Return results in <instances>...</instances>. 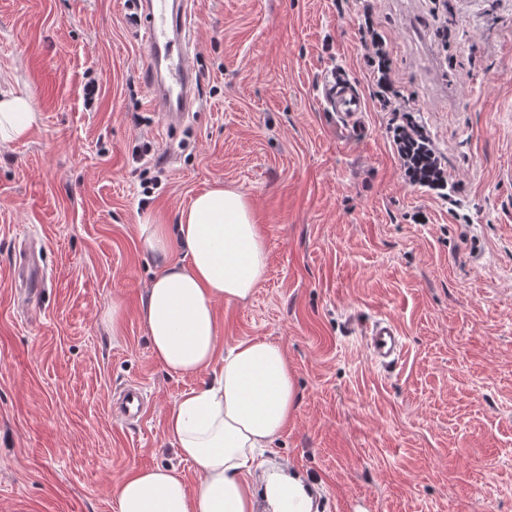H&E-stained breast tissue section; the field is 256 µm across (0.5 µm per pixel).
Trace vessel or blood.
I'll return each instance as SVG.
<instances>
[{
    "label": "vessel or blood",
    "mask_w": 512,
    "mask_h": 512,
    "mask_svg": "<svg viewBox=\"0 0 512 512\" xmlns=\"http://www.w3.org/2000/svg\"><path fill=\"white\" fill-rule=\"evenodd\" d=\"M184 4L185 0H134L130 18L145 42L149 58L147 104L172 128L182 124L197 100V75L188 63L191 14ZM322 96L339 125L358 127L364 105L352 81L333 77L323 84ZM366 344L374 363L380 366L397 360L402 351L397 325L385 318L372 321ZM121 397L122 411L127 417L138 420L145 415L147 402L141 388H125Z\"/></svg>",
    "instance_id": "b4317fda"
}]
</instances>
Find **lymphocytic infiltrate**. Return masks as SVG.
<instances>
[{
  "instance_id": "1",
  "label": "lymphocytic infiltrate",
  "mask_w": 512,
  "mask_h": 512,
  "mask_svg": "<svg viewBox=\"0 0 512 512\" xmlns=\"http://www.w3.org/2000/svg\"><path fill=\"white\" fill-rule=\"evenodd\" d=\"M378 2L365 0V20L358 30L366 50L364 63L371 87L370 99L377 111L390 115L388 131L400 161L404 183L442 200H450L459 185L449 180L439 148L416 118L419 107L415 95L396 84L391 45L375 29L372 20Z\"/></svg>"
}]
</instances>
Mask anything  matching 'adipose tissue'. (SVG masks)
I'll return each mask as SVG.
<instances>
[{
    "label": "adipose tissue",
    "mask_w": 512,
    "mask_h": 512,
    "mask_svg": "<svg viewBox=\"0 0 512 512\" xmlns=\"http://www.w3.org/2000/svg\"><path fill=\"white\" fill-rule=\"evenodd\" d=\"M39 118L25 92L0 95V145L24 140ZM139 234L157 254L178 242L185 259L170 263L150 284L143 319L155 360L169 373L214 371L212 381L184 393L167 415L165 432L178 456L200 473L188 486L173 467L141 469L117 488L115 512H253L248 476L264 448L297 408L294 372L284 349L244 339L218 352L215 305L249 299L267 269V245L248 198L233 187L197 194L174 228L143 224ZM272 512H310L295 478L269 479Z\"/></svg>",
    "instance_id": "obj_1"
}]
</instances>
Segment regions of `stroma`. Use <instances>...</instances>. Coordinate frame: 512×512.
I'll list each match as a JSON object with an SVG mask.
<instances>
[{"instance_id": "35a3bbf8", "label": "stroma", "mask_w": 512, "mask_h": 512, "mask_svg": "<svg viewBox=\"0 0 512 512\" xmlns=\"http://www.w3.org/2000/svg\"><path fill=\"white\" fill-rule=\"evenodd\" d=\"M194 2L201 108L169 129L124 0H0V90L39 114L0 147V512H115L119 482L156 466L197 482L165 422L210 375L169 374L142 317L183 254L153 253L137 226L177 223L218 184L248 196L268 250L253 296L216 303L219 348L277 342L299 391L255 493L286 474L327 512H512V0H448L444 48L430 0L378 4L396 76L464 182L453 214L405 185L388 114L342 132L324 106L331 73L369 91L359 0ZM24 246L45 271L32 300L14 278ZM377 316L403 342L387 369L363 335ZM129 384L152 406L121 424Z\"/></svg>"}]
</instances>
